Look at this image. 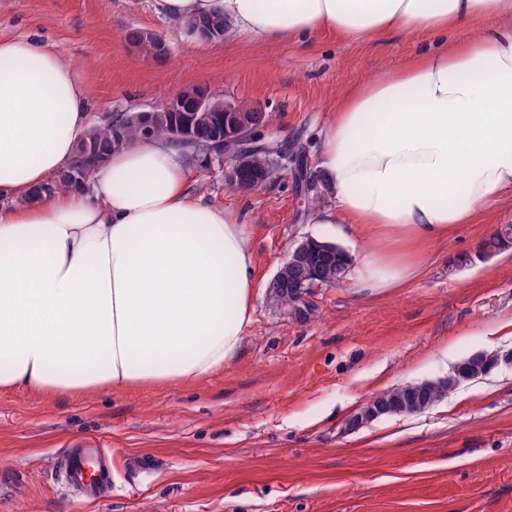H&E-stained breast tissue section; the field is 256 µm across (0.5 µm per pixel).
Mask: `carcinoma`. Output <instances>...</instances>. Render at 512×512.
<instances>
[{
    "mask_svg": "<svg viewBox=\"0 0 512 512\" xmlns=\"http://www.w3.org/2000/svg\"><path fill=\"white\" fill-rule=\"evenodd\" d=\"M125 40L138 45L146 54L150 55L154 52V41L143 38L138 29L128 30L125 33ZM179 120L180 116L176 112L159 110L151 113V137L172 139V127ZM138 138H143L140 127L134 123L125 122L122 117L117 116L103 124L92 126L78 143L76 152H81L87 145L94 146L100 154L99 161L102 162L112 152ZM309 245L314 247V255L318 256L309 274L324 279L332 287L339 286L338 272L348 273L352 266V256L348 251L331 242L311 241ZM511 247L512 224H506L483 239L479 245L478 254L488 258ZM299 275L300 271L292 264H282L276 273L280 287L267 296L268 303L276 308H289L298 315L302 314L300 301L284 288V285ZM493 367V358L487 354H477L458 363L453 374L448 378L397 387L378 395V398L391 406L393 416L424 411L442 400L456 385L485 376Z\"/></svg>",
    "mask_w": 512,
    "mask_h": 512,
    "instance_id": "obj_1",
    "label": "carcinoma"
}]
</instances>
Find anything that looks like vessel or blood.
<instances>
[{
  "label": "vessel or blood",
  "instance_id": "b4317fda",
  "mask_svg": "<svg viewBox=\"0 0 512 512\" xmlns=\"http://www.w3.org/2000/svg\"><path fill=\"white\" fill-rule=\"evenodd\" d=\"M61 471L66 482L89 497L112 492V455L103 448H73L63 457Z\"/></svg>",
  "mask_w": 512,
  "mask_h": 512
}]
</instances>
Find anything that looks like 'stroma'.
Listing matches in <instances>:
<instances>
[{"instance_id":"1","label":"stroma","mask_w":512,"mask_h":512,"mask_svg":"<svg viewBox=\"0 0 512 512\" xmlns=\"http://www.w3.org/2000/svg\"><path fill=\"white\" fill-rule=\"evenodd\" d=\"M130 28L160 37L167 55L126 46ZM22 35L72 62L92 123L203 87L270 113L273 137L300 140L314 174L342 92L425 47L399 33L363 44L330 33L309 45L203 40L156 15L150 0H0V36ZM187 173L191 192L241 212L250 227L257 289L239 357L192 386L0 392V512H512V364L428 410L347 427L376 395L446 378L478 353L512 351V254H477L512 224V196L491 223L432 244L408 288L379 299L349 282L322 288L299 317L266 300L293 247L330 241L356 261L370 247L309 221V198L335 207L333 189L317 179L304 193L286 172L245 193L219 162L198 158ZM461 253L472 261L458 268ZM71 448L111 449L110 496L66 490L60 460Z\"/></svg>"}]
</instances>
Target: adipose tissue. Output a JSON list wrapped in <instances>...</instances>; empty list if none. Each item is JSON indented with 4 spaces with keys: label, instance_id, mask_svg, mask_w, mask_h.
Instances as JSON below:
<instances>
[{
    "label": "adipose tissue",
    "instance_id": "obj_1",
    "mask_svg": "<svg viewBox=\"0 0 512 512\" xmlns=\"http://www.w3.org/2000/svg\"><path fill=\"white\" fill-rule=\"evenodd\" d=\"M173 22L221 15L233 34L357 42L399 30L436 47L359 83L321 133L336 206L312 220L372 241L353 268L383 296L427 248L512 192V0H152ZM487 20L478 34L471 22ZM90 126L73 65L0 38V391L61 395L191 386L240 354L256 273L239 212L187 187L186 149L137 139L81 188L46 191Z\"/></svg>",
    "mask_w": 512,
    "mask_h": 512
}]
</instances>
